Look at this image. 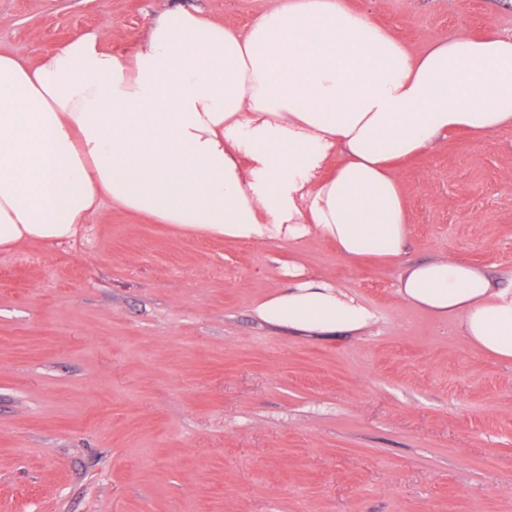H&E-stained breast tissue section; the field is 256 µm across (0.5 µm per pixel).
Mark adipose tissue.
Masks as SVG:
<instances>
[{"label":"adipose tissue","instance_id":"ef3b65f1","mask_svg":"<svg viewBox=\"0 0 512 512\" xmlns=\"http://www.w3.org/2000/svg\"><path fill=\"white\" fill-rule=\"evenodd\" d=\"M82 32L29 63L0 54V251L75 237L102 202L187 231L318 235L345 258L399 257L398 162L512 123V37L465 32L416 54L348 0H277L240 28L170 7L119 57ZM401 296L459 317L512 360V289L453 259L411 266ZM260 318L319 334L372 313L319 280Z\"/></svg>","mask_w":512,"mask_h":512}]
</instances>
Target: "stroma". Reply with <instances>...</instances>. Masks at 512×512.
I'll use <instances>...</instances> for the list:
<instances>
[{
    "mask_svg": "<svg viewBox=\"0 0 512 512\" xmlns=\"http://www.w3.org/2000/svg\"><path fill=\"white\" fill-rule=\"evenodd\" d=\"M411 51L512 36V0H349ZM276 0H0V52L77 31L113 53L176 6L245 26ZM403 255L310 235L187 234L102 206L70 242L0 251V512H512V361L404 300L451 258L512 285V124L397 166ZM317 279L373 314L324 336L258 304Z\"/></svg>",
    "mask_w": 512,
    "mask_h": 512,
    "instance_id": "stroma-1",
    "label": "stroma"
}]
</instances>
